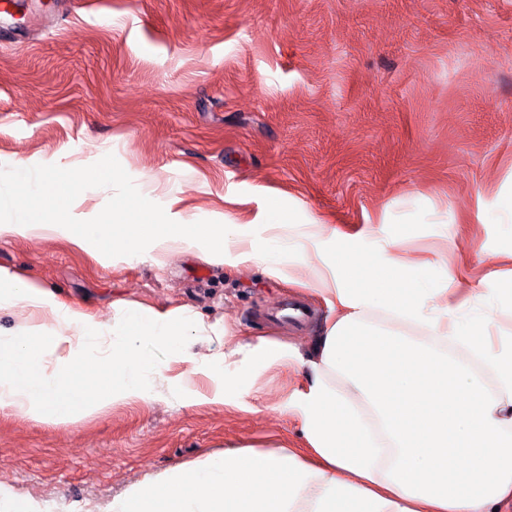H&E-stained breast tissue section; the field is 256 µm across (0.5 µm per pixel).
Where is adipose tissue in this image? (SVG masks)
<instances>
[{"mask_svg":"<svg viewBox=\"0 0 512 512\" xmlns=\"http://www.w3.org/2000/svg\"><path fill=\"white\" fill-rule=\"evenodd\" d=\"M109 165L64 175L16 162L0 173V235L50 230L101 251L129 256L168 241L205 245L212 261L232 233L204 224L194 235L166 221L148 184L122 194L118 217L90 223L52 219L48 200L68 210L91 190L118 185ZM125 224L115 237L113 221ZM289 217L237 260L282 278L307 265V288L334 319L309 354L288 356L265 341L229 350L241 364L281 362L303 375L287 407L300 421L304 450L235 448L132 486L112 512H512V336L489 328L512 309V289L493 279L462 292L447 273L409 268L386 247L307 260L323 250L328 227L310 218L297 241ZM38 310L51 324L0 327V409L46 423L71 420L118 402L150 397L161 364L134 339L163 341L168 359L200 366L191 347L204 324L178 325L172 311L118 309L112 324L90 321L47 288L0 268V313ZM493 389H486L484 375Z\"/></svg>","mask_w":512,"mask_h":512,"instance_id":"ef3b65f1","label":"adipose tissue"}]
</instances>
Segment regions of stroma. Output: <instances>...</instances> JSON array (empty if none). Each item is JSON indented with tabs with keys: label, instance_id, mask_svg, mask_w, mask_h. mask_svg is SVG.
<instances>
[{
	"label": "stroma",
	"instance_id": "35a3bbf8",
	"mask_svg": "<svg viewBox=\"0 0 512 512\" xmlns=\"http://www.w3.org/2000/svg\"><path fill=\"white\" fill-rule=\"evenodd\" d=\"M26 35L0 41V170L109 160L147 178L174 224H237L262 241L280 215L363 233L399 258L495 275L512 289V0H20ZM0 267L55 291L93 322L121 304L180 310L228 339L307 352L331 312L255 265L166 243L129 258L52 232L0 237ZM313 309L295 329L269 308ZM150 399L45 424L0 409V489L42 512H108L147 477L227 448L301 444L286 404L302 377L170 362ZM236 381L215 401L219 379ZM248 387L240 396V387Z\"/></svg>",
	"mask_w": 512,
	"mask_h": 512
}]
</instances>
